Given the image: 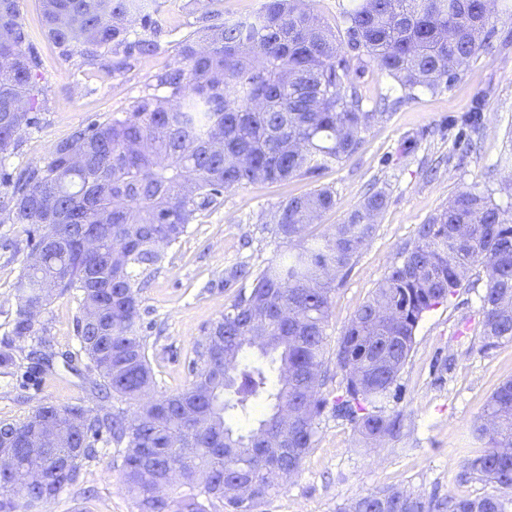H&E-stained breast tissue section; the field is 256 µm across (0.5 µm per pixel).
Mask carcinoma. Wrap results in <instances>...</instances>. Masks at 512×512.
Segmentation results:
<instances>
[{
  "instance_id": "obj_1",
  "label": "carcinoma",
  "mask_w": 512,
  "mask_h": 512,
  "mask_svg": "<svg viewBox=\"0 0 512 512\" xmlns=\"http://www.w3.org/2000/svg\"><path fill=\"white\" fill-rule=\"evenodd\" d=\"M46 34L89 56L155 52L130 38L138 0H38ZM486 0H357L333 29L306 0H266L232 24H209L177 43L180 60L152 90L108 121L80 127L42 163L10 169L19 132L46 111L40 59L27 44L19 0H0V224H21L29 249L13 285L17 316L0 365L36 338L39 321L67 294L79 299V350L110 409L41 403L0 423V512H40L76 485L103 434L123 448L121 468L136 512H256L296 475L331 408L367 447L396 438L398 378L423 315L456 295L476 265L486 284L478 336L487 351L512 341V206L475 189L457 193L419 225L329 349L325 327L336 289L376 231L386 196L377 191L319 236L311 223L336 206L326 187L282 201L271 232L289 246L262 269L231 268L241 282L224 314L193 346V380L157 393L141 314L140 284L162 250L224 193L255 181L315 178L353 155L384 116L365 109L360 73L370 63L395 80L401 103L448 89L461 68L490 48ZM352 52L346 56L342 46ZM358 66L352 65V60ZM466 153L483 127L482 101L449 119ZM341 374L333 400L321 388L329 364ZM483 447L464 473L496 494L439 497L381 489L338 512H512V380L474 424Z\"/></svg>"
}]
</instances>
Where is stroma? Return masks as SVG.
<instances>
[{
  "instance_id": "35a3bbf8",
  "label": "stroma",
  "mask_w": 512,
  "mask_h": 512,
  "mask_svg": "<svg viewBox=\"0 0 512 512\" xmlns=\"http://www.w3.org/2000/svg\"><path fill=\"white\" fill-rule=\"evenodd\" d=\"M141 3L155 22L152 35L160 48L133 56L116 73L111 55L91 59L76 45L62 54L46 36L37 0H21L30 43L41 61L48 110L41 129L22 132L19 153L7 160L10 167L42 162L78 127L127 109L155 74L177 64V42L204 24L207 0ZM489 28L490 53L463 66L459 79L436 94L421 91L414 99L397 102L395 82L376 66L365 67L360 84L366 106L384 98L394 106L369 127L356 153L316 178L258 182L226 192L219 205L199 214L180 241L166 249L159 271L145 280L140 292L149 359L160 391L173 392L192 381L188 363L196 339L238 290L237 285H224L226 272L242 263L260 268L282 254L265 223L289 196L320 187L335 191V207L313 227L321 234L342 223L370 191L386 194L374 236L333 297L326 327L331 344L413 243L418 225L459 191L490 189L502 206L512 205V190L506 188L512 183V168L499 164L501 157L512 154V0L497 6ZM478 97L483 100L484 130L461 160L452 152L453 136L445 124ZM27 253L22 225L0 224V348L16 316L13 284ZM483 277L482 267H474L457 295L419 322L398 380L402 395L395 407L407 417L403 437L363 448L350 424L325 416L300 472L262 503L259 512H336L349 499L387 487L472 497L491 493V486L479 480L459 478L462 449L477 445L471 434L474 420L498 385L512 378V341L485 351L475 333L482 318ZM78 309L77 297L67 295L42 317L57 356L53 370L35 373V362L24 351L17 352L14 365L0 366V422L21 420L41 403L111 407V400L93 390L84 362L69 366L62 360L63 353L79 347ZM98 446V458L83 469L82 487L63 493L45 512H74L78 507L85 512H135L124 490L118 448L105 437Z\"/></svg>"
}]
</instances>
